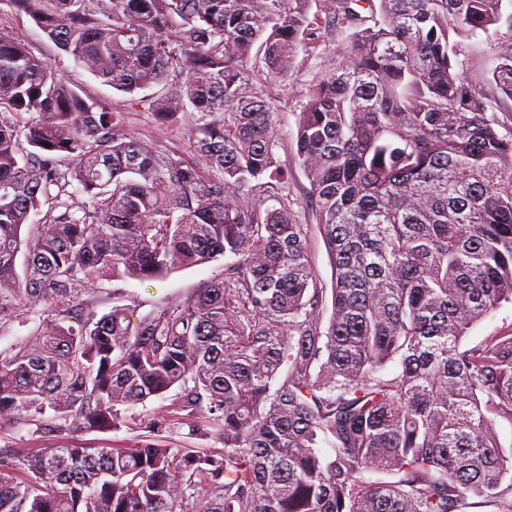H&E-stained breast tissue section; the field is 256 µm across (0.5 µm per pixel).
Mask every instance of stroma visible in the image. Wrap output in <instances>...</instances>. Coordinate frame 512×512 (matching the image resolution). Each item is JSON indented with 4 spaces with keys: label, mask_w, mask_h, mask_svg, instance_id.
Instances as JSON below:
<instances>
[{
    "label": "stroma",
    "mask_w": 512,
    "mask_h": 512,
    "mask_svg": "<svg viewBox=\"0 0 512 512\" xmlns=\"http://www.w3.org/2000/svg\"><path fill=\"white\" fill-rule=\"evenodd\" d=\"M0 27L26 41L35 54L45 56L72 85L90 96L111 101L114 108L125 112L127 130L134 137L153 140L169 149L182 147L183 126L191 122V115H184L182 123L176 125H160L147 104L132 103L130 95L113 90L111 86L79 67L71 55L58 51L29 17L2 12ZM511 35L512 28L504 25L492 38L472 40L463 58V69L473 81L482 82L489 60L495 56L502 40ZM339 43V38L327 36L319 42L302 45L297 50L287 78L268 81L261 77L257 80L258 86L262 87L277 112L280 136L278 155L291 173L288 182V207L296 221L301 224L313 225L317 219L308 194L309 181L295 157L296 115L305 102L309 84L335 56ZM225 262V257L220 256L204 264L173 271L159 280L143 282L126 277L104 282L103 287L108 292L120 290L128 300L134 301L136 308L133 316L139 319L166 299L192 296L199 288L220 279L224 274ZM133 437V432L125 429L114 432L62 433L49 439H30L26 445L30 448L67 444L120 448L130 446Z\"/></svg>",
    "instance_id": "stroma-1"
}]
</instances>
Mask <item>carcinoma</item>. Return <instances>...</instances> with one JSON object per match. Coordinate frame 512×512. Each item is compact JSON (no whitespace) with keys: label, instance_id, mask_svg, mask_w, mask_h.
Listing matches in <instances>:
<instances>
[{"label":"carcinoma","instance_id":"carcinoma-1","mask_svg":"<svg viewBox=\"0 0 512 512\" xmlns=\"http://www.w3.org/2000/svg\"><path fill=\"white\" fill-rule=\"evenodd\" d=\"M4 2L113 89L160 87L157 122L198 117L185 151L135 138L0 28V336L28 329L0 346V429L116 431L176 391L130 447L0 455V512H512V328L464 345L512 302V42L484 88L458 61L512 2ZM338 31L296 114L328 308L309 225L262 208L288 170L248 63L284 76ZM227 254L137 323L101 288ZM312 262L316 271L319 288H326L327 307H331L332 269L319 233L313 231L308 242Z\"/></svg>","mask_w":512,"mask_h":512}]
</instances>
